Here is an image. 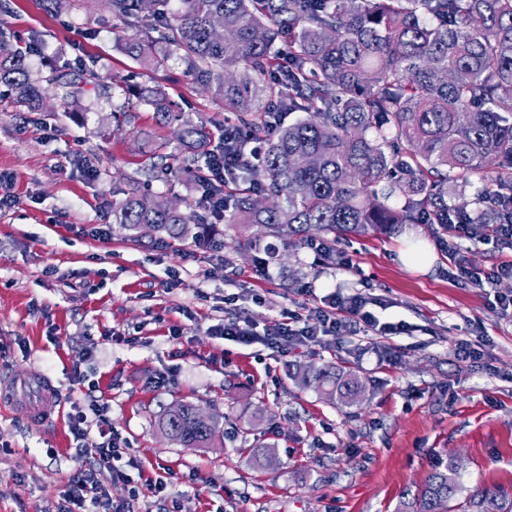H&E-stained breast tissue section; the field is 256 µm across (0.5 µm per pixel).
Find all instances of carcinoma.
<instances>
[{
  "mask_svg": "<svg viewBox=\"0 0 512 512\" xmlns=\"http://www.w3.org/2000/svg\"><path fill=\"white\" fill-rule=\"evenodd\" d=\"M112 18L138 37L127 49L161 64L175 51L238 116L240 145L264 144L261 163L224 183V223L251 224L253 237L295 243L317 237L329 249L343 235L396 224H476L512 220V0H109ZM288 44V72L277 76V46ZM0 86L19 107L42 90L0 27ZM139 99L169 117L166 97ZM303 112L270 132L271 113ZM214 135L188 124L178 140L195 151L169 167L195 182ZM477 176L474 209L448 204V182ZM403 205L390 204L393 195ZM118 226L150 224L174 241L204 223L133 189L112 202ZM296 379L330 401L364 395L352 372L306 366ZM190 402L169 408L159 431L183 448H208L219 418L197 419ZM460 461L428 481L419 512H453ZM464 512H512V497L486 490Z\"/></svg>",
  "mask_w": 512,
  "mask_h": 512,
  "instance_id": "1",
  "label": "carcinoma"
}]
</instances>
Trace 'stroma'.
I'll list each match as a JSON object with an SVG mask.
<instances>
[{"instance_id":"1","label":"stroma","mask_w":512,"mask_h":512,"mask_svg":"<svg viewBox=\"0 0 512 512\" xmlns=\"http://www.w3.org/2000/svg\"><path fill=\"white\" fill-rule=\"evenodd\" d=\"M0 24L45 90L29 111L0 87V197L12 200L0 209V375L38 374L62 395L44 402L53 420L38 431L0 410V512H55L79 465L67 413L93 400L122 448L114 464L127 478L108 484L112 500L167 478L162 500L139 501L151 512H402L454 456L463 464L457 502L512 493V321L491 305L494 293L512 294V279L476 288L458 275L498 264L496 243L460 240L453 263L438 225L401 224L338 238L335 249L354 262L344 271L317 262L307 245L268 238L258 248L244 225L215 220L205 236L225 268L209 275L192 258L195 241L154 232L132 240L113 224L112 203L144 165L187 155L183 120L223 121L220 99L183 58L155 67L130 57L135 31L115 25L105 0L87 10L0 0ZM116 74L162 91L174 121L128 107ZM148 190L197 208L198 185L186 177L159 174ZM95 224L107 225L106 239L90 235ZM404 251L432 263L407 268ZM265 257L271 275L260 278ZM307 282L319 296L337 286L381 297L379 319L405 320L413 332L339 336L287 357L210 335L240 313L264 327L296 308ZM465 340L491 367L456 364L452 351ZM310 364L353 370L364 401L346 406L302 388L293 373ZM184 400L219 416L216 447L183 448L159 433V416ZM254 448L273 449L275 465L255 468Z\"/></svg>"}]
</instances>
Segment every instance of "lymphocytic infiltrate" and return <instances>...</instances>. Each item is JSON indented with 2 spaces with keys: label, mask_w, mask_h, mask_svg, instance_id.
<instances>
[{
  "label": "lymphocytic infiltrate",
  "mask_w": 512,
  "mask_h": 512,
  "mask_svg": "<svg viewBox=\"0 0 512 512\" xmlns=\"http://www.w3.org/2000/svg\"><path fill=\"white\" fill-rule=\"evenodd\" d=\"M248 155L232 139H225L209 158V179L201 186L200 202L212 213L224 211L221 188L225 176L242 166ZM444 242L450 256L458 254V239L474 243L496 242L506 255L501 263L488 272L464 270V277L481 288L500 278H512V224H472L466 221L442 225ZM378 298L360 293L346 294L336 288L321 296L317 306L285 312L282 319L257 332L248 320L236 317L211 327V335L243 345L262 344L281 354L301 347L318 345L323 337L341 336L346 332H365L390 337L405 334V321L383 322L373 311ZM69 430L76 442V453L82 466L69 478L58 512H139V497L115 504L108 497L106 484L125 479L126 474L114 466L117 437L101 406L92 413L77 410L67 416Z\"/></svg>",
  "instance_id": "1"
}]
</instances>
